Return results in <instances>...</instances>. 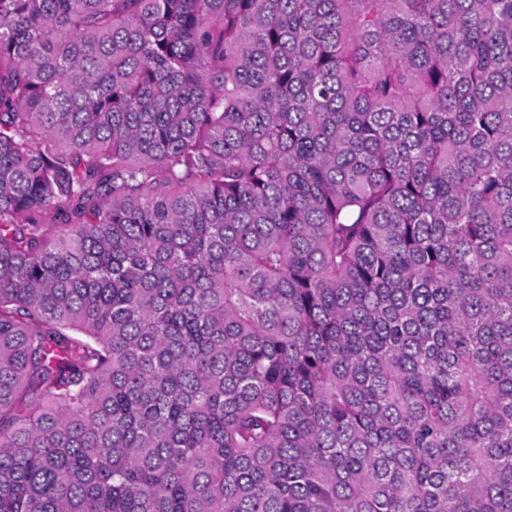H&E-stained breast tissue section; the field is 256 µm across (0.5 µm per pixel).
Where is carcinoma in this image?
<instances>
[{"label": "carcinoma", "mask_w": 512, "mask_h": 512, "mask_svg": "<svg viewBox=\"0 0 512 512\" xmlns=\"http://www.w3.org/2000/svg\"><path fill=\"white\" fill-rule=\"evenodd\" d=\"M0 512H512V0H0Z\"/></svg>", "instance_id": "obj_1"}]
</instances>
